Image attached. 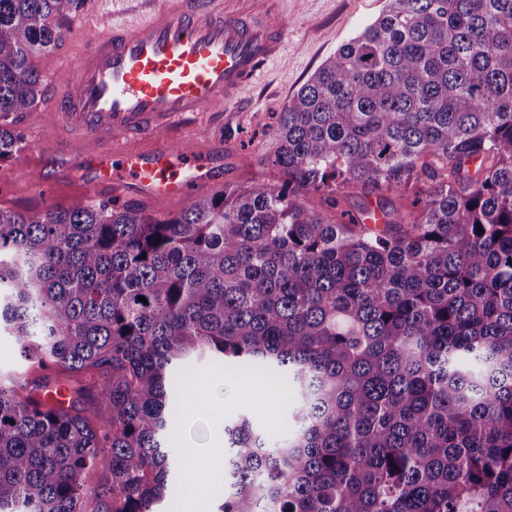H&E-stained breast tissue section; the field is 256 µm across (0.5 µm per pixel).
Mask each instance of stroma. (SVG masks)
I'll return each instance as SVG.
<instances>
[{"label":"stroma","instance_id":"1","mask_svg":"<svg viewBox=\"0 0 512 512\" xmlns=\"http://www.w3.org/2000/svg\"><path fill=\"white\" fill-rule=\"evenodd\" d=\"M387 0H275L274 17L288 29V43L280 56L270 62L262 78L245 86L239 94V111L199 112L186 115L166 126L162 134L178 149L205 159L212 143L229 145L231 153L224 159V182L248 185L264 174L258 164L260 151L272 144L271 127L275 112L305 84L313 73L332 56L336 49L373 22L383 11ZM124 0H86L71 21L72 35L53 54L37 60L47 87L65 79L77 65L79 53L99 34L86 26L88 13L126 17ZM16 127L25 136V148L19 160L0 163V208L24 211L48 205L65 206L73 200L101 199L102 191L91 188L73 176L37 186L29 175L44 172V149L60 138H67L71 152L86 148V140L63 136L57 124L45 113L24 112L15 115ZM270 387L276 396L274 404H266L256 393L257 387ZM223 394L233 409L225 420L245 414L254 425L279 439L287 432L290 413L296 406V395L288 394L283 377L248 367L196 368L184 390L183 401L193 407L195 419H180L175 439L184 448L195 437L197 420L213 415L214 396Z\"/></svg>","mask_w":512,"mask_h":512}]
</instances>
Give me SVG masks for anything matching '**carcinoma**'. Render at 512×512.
<instances>
[{
  "label": "carcinoma",
  "mask_w": 512,
  "mask_h": 512,
  "mask_svg": "<svg viewBox=\"0 0 512 512\" xmlns=\"http://www.w3.org/2000/svg\"><path fill=\"white\" fill-rule=\"evenodd\" d=\"M83 2L0 0V162ZM272 137L270 178L174 215L0 209V334L40 371H0V512H161L198 361L300 394L282 442L224 425L217 512H512V0H387ZM415 183L381 228L308 205Z\"/></svg>",
  "instance_id": "1"
}]
</instances>
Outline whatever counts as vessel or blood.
Masks as SVG:
<instances>
[{
  "label": "vessel or blood",
  "mask_w": 512,
  "mask_h": 512,
  "mask_svg": "<svg viewBox=\"0 0 512 512\" xmlns=\"http://www.w3.org/2000/svg\"><path fill=\"white\" fill-rule=\"evenodd\" d=\"M134 18L109 27L84 50L65 84L44 103L70 133L98 142L71 155L64 143L46 151L48 174L147 200L176 201L224 174V148L203 162L177 161L160 127L171 117L216 104L236 111L237 92L256 82L288 41V31L253 12L252 0H126ZM135 136L133 149L104 143Z\"/></svg>",
  "instance_id": "vessel-or-blood-1"
}]
</instances>
